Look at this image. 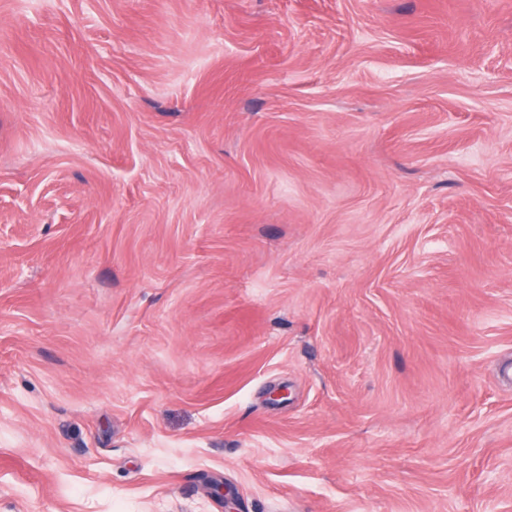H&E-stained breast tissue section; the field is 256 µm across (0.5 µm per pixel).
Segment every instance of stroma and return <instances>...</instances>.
Here are the masks:
<instances>
[{"label": "stroma", "instance_id": "stroma-1", "mask_svg": "<svg viewBox=\"0 0 512 512\" xmlns=\"http://www.w3.org/2000/svg\"><path fill=\"white\" fill-rule=\"evenodd\" d=\"M512 0H0V512H512Z\"/></svg>", "mask_w": 512, "mask_h": 512}]
</instances>
